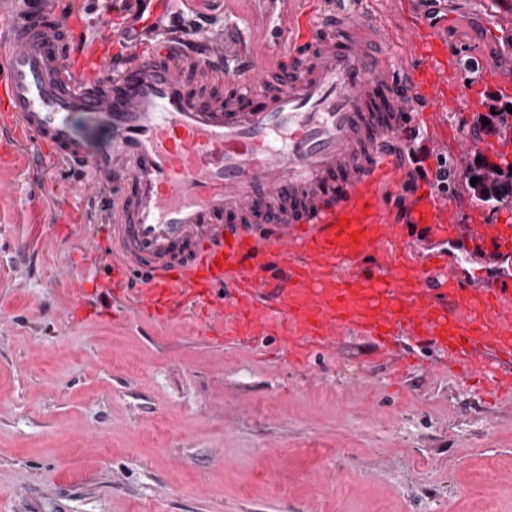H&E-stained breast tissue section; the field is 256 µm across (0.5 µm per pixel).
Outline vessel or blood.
Returning a JSON list of instances; mask_svg holds the SVG:
<instances>
[{"mask_svg": "<svg viewBox=\"0 0 512 512\" xmlns=\"http://www.w3.org/2000/svg\"><path fill=\"white\" fill-rule=\"evenodd\" d=\"M436 11L422 0L405 32L417 60L397 71L369 44L382 26L362 0L291 9L282 70L262 48L235 53L212 22L155 28L157 52L134 36L118 51L46 0H12L0 120L84 173L109 214L113 306L180 322L197 303L205 335L272 336L299 364L346 336L387 347L405 333L492 365L491 397L511 396L512 225L471 207L457 226L426 179L393 201L399 135L427 108L440 154L442 112L472 94L441 59ZM419 240L431 258L415 257Z\"/></svg>", "mask_w": 512, "mask_h": 512, "instance_id": "obj_1", "label": "vessel or blood"}]
</instances>
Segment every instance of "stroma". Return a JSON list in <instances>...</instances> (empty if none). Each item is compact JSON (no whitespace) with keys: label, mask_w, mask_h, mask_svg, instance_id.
I'll return each instance as SVG.
<instances>
[{"label":"stroma","mask_w":512,"mask_h":512,"mask_svg":"<svg viewBox=\"0 0 512 512\" xmlns=\"http://www.w3.org/2000/svg\"><path fill=\"white\" fill-rule=\"evenodd\" d=\"M269 0H198L264 41L286 16ZM395 43L414 9L370 0ZM439 28L458 81L473 63L512 56L485 34L512 0H448ZM504 98L485 90L443 116L448 191L491 141L483 123ZM77 181L24 142L0 143V512H512V399L489 401L438 351L399 341L392 354L347 338L305 365L266 348L144 321L98 302L78 314L77 274L102 244ZM417 359L393 380V356Z\"/></svg>","instance_id":"1"}]
</instances>
